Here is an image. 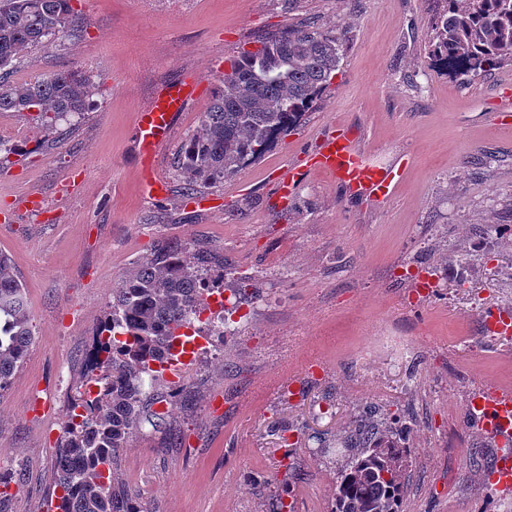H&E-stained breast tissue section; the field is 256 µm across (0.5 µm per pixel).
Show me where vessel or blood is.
<instances>
[{
  "instance_id": "obj_1",
  "label": "vessel or blood",
  "mask_w": 512,
  "mask_h": 512,
  "mask_svg": "<svg viewBox=\"0 0 512 512\" xmlns=\"http://www.w3.org/2000/svg\"><path fill=\"white\" fill-rule=\"evenodd\" d=\"M191 90L192 85L188 82L170 85L156 96L148 108L136 110V138L145 155L155 154L170 139L173 118L184 107ZM309 169L325 173L357 193L381 199L393 194L403 173L399 167L367 162L349 129L333 126L321 136L316 149L308 154L305 167L292 166L281 172L278 178L280 192L292 195L297 181ZM482 426L500 438L512 435L511 391H499L488 398Z\"/></svg>"
}]
</instances>
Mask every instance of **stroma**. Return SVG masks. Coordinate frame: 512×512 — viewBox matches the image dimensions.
Segmentation results:
<instances>
[{
	"instance_id": "obj_1",
	"label": "stroma",
	"mask_w": 512,
	"mask_h": 512,
	"mask_svg": "<svg viewBox=\"0 0 512 512\" xmlns=\"http://www.w3.org/2000/svg\"><path fill=\"white\" fill-rule=\"evenodd\" d=\"M83 38L25 52L11 78L95 76L96 107L44 130L0 113V253L24 283L34 339L0 394V512H50L71 405L96 389L88 346L112 290L157 238L224 259L223 295L251 309L234 336L182 365L162 425L120 449V481L150 512H330L340 446L364 408L406 419L402 512H512L489 486L501 446L473 398L512 390V343L481 315L512 310V63L477 79L427 54L432 0H77ZM344 30L343 59L306 118L258 161L186 198L175 171L229 59L287 27ZM195 77L155 154L165 194L141 188L134 110ZM375 164L405 163L392 198L300 166L329 124ZM39 195L48 214L14 211ZM439 278L417 288L424 271ZM404 348L382 354L387 334Z\"/></svg>"
}]
</instances>
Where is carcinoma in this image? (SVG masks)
<instances>
[{
    "label": "carcinoma",
    "mask_w": 512,
    "mask_h": 512,
    "mask_svg": "<svg viewBox=\"0 0 512 512\" xmlns=\"http://www.w3.org/2000/svg\"><path fill=\"white\" fill-rule=\"evenodd\" d=\"M429 55L454 75L478 76L512 62V0H435ZM86 26L73 0H0V112H36L47 128L91 111L97 85L81 70H58L32 81L10 80L26 51L78 39ZM343 56L339 30L290 28L230 61L218 78L199 127L179 146L177 172L186 195L224 182L261 158L299 125L324 92ZM224 261L182 240L153 243L151 255L112 289L100 327L111 372L96 397L64 426L56 467V512H145L114 477L116 453L142 421L162 412L147 394L151 363L166 358L176 332L207 309L206 282ZM33 331L25 288L0 255V392L24 364ZM407 427L378 420L369 407L337 472L331 512H399L411 451Z\"/></svg>",
    "instance_id": "carcinoma-1"
}]
</instances>
